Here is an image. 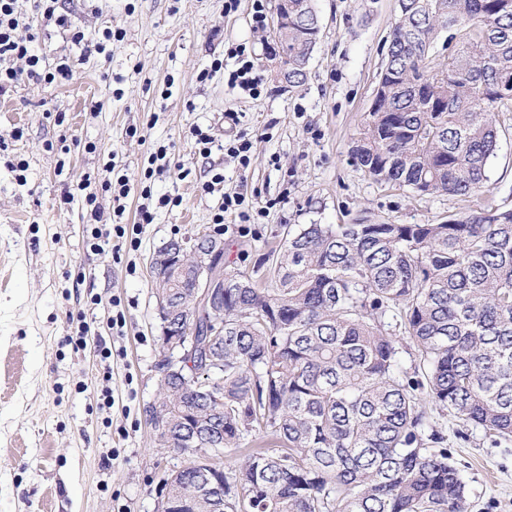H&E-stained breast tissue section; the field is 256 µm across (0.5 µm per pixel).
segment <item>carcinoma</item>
I'll list each match as a JSON object with an SVG mask.
<instances>
[{"label":"carcinoma","mask_w":512,"mask_h":512,"mask_svg":"<svg viewBox=\"0 0 512 512\" xmlns=\"http://www.w3.org/2000/svg\"><path fill=\"white\" fill-rule=\"evenodd\" d=\"M280 32L282 79L305 81L317 44L313 0ZM452 44L439 54L440 39ZM512 100V0H401L375 106L352 147L373 181L419 196H471L498 149L495 112ZM271 283L224 270V311L172 305L193 341L160 376L168 434L188 456L160 497L178 512H468L466 485L426 403L512 438V209L440 224H297L267 254ZM400 332L414 369L398 370ZM207 374L212 396L196 388ZM245 456L199 492L198 450Z\"/></svg>","instance_id":"carcinoma-1"}]
</instances>
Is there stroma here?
Listing matches in <instances>:
<instances>
[{
    "label": "stroma",
    "mask_w": 512,
    "mask_h": 512,
    "mask_svg": "<svg viewBox=\"0 0 512 512\" xmlns=\"http://www.w3.org/2000/svg\"><path fill=\"white\" fill-rule=\"evenodd\" d=\"M65 14L109 56L80 59L66 31L43 27L34 51L49 63L79 58L71 81L23 79L0 94V512H155L161 478L187 456L157 447L146 408L158 393L160 320L150 259L172 240L210 231L218 194L252 195L267 212L255 234L224 235V263L260 264L285 224L438 223L480 208L512 209V101L496 114L499 149L471 197L395 190L353 162L351 147L373 101L398 0H314L317 45L306 81L285 88L272 28L254 32L249 0H62ZM252 44L265 93L231 91L198 75L228 42ZM253 142L240 170L223 150L202 157L194 128L223 140L226 112ZM140 138H129V128ZM166 148L154 196L180 198L139 225V243L91 250L84 176L104 207L106 162L126 174L121 221L135 224L150 153ZM26 163L25 181L15 167ZM137 224V223H136ZM123 315L124 325L108 321ZM109 358H101V348ZM468 491L469 512H512V440L491 446L479 429L434 411Z\"/></svg>",
    "instance_id": "1"
}]
</instances>
